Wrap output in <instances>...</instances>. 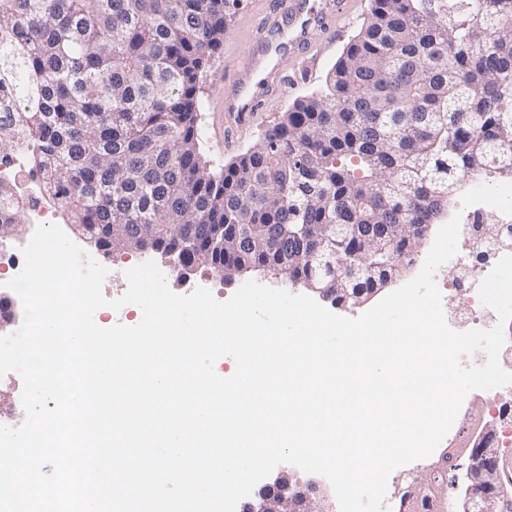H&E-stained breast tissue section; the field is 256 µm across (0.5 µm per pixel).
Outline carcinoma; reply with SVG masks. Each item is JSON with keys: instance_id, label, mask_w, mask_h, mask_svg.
<instances>
[{"instance_id": "cac0c4a2", "label": "carcinoma", "mask_w": 512, "mask_h": 512, "mask_svg": "<svg viewBox=\"0 0 512 512\" xmlns=\"http://www.w3.org/2000/svg\"><path fill=\"white\" fill-rule=\"evenodd\" d=\"M229 19V0H0V87L19 86L15 122L103 256L260 270L355 305L399 274L375 242L413 255L404 225L436 223L468 175H512V0H370L323 87L213 173L198 82ZM19 215L0 209V239ZM333 240L334 265L313 260Z\"/></svg>"}]
</instances>
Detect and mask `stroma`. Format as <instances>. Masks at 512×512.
Returning <instances> with one entry per match:
<instances>
[{
    "instance_id": "obj_1",
    "label": "stroma",
    "mask_w": 512,
    "mask_h": 512,
    "mask_svg": "<svg viewBox=\"0 0 512 512\" xmlns=\"http://www.w3.org/2000/svg\"><path fill=\"white\" fill-rule=\"evenodd\" d=\"M369 4L370 0H356L355 21L325 51L313 72H304L294 61L285 63L289 92L271 100L247 129L236 133L231 148L225 149L210 135L213 103L223 95L225 84L232 82L238 58L247 50L260 52L265 48L264 43L255 41L253 25L261 13L267 10L268 0H238L231 9L232 20L224 35V46L209 60L202 77L203 110L198 121L199 145L211 169H223L226 163L258 142L268 128L280 122L296 99L320 87L343 48L366 24Z\"/></svg>"
}]
</instances>
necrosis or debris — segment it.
I'll return each instance as SVG.
<instances>
[{"mask_svg": "<svg viewBox=\"0 0 512 512\" xmlns=\"http://www.w3.org/2000/svg\"><path fill=\"white\" fill-rule=\"evenodd\" d=\"M15 90L0 88V140L13 143L12 152L0 155V179L14 183L22 188L19 202L26 208L28 226L54 223L58 220L55 203L44 189V178L35 164L37 153L35 143L14 127L10 112L2 106L3 101L16 98ZM502 199L500 211L503 215L500 226V240L490 244L476 237L461 241L454 259L459 279L484 277L496 262L506 255H512V184H497L493 194L474 192L466 203L462 221L466 224L480 225L483 214L493 199ZM29 233L19 237L0 241V301L6 302L8 309L0 312V335L15 332L23 321V307L19 296L7 288L6 283L14 277L23 266L22 249L30 239ZM482 398L490 416L499 420L495 429L478 428L467 424H458L453 428L454 434L475 439L478 446L484 448L512 447V385L483 392Z\"/></svg>", "mask_w": 512, "mask_h": 512, "instance_id": "1", "label": "necrosis or debris"}]
</instances>
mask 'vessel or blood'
I'll return each mask as SVG.
<instances>
[{
  "label": "vessel or blood",
  "instance_id": "b4317fda",
  "mask_svg": "<svg viewBox=\"0 0 512 512\" xmlns=\"http://www.w3.org/2000/svg\"><path fill=\"white\" fill-rule=\"evenodd\" d=\"M288 20L280 41L267 44L262 55L246 54L238 62L239 77L234 90L225 93L218 105V131L221 144H229L234 133L251 124L264 109L270 87L285 83L280 61L286 51L300 50L306 55V70H314L329 42L325 35L338 32L353 22L344 0H287ZM450 512L452 505L444 488L424 499L407 494L399 503L384 499L382 512Z\"/></svg>",
  "mask_w": 512,
  "mask_h": 512
}]
</instances>
